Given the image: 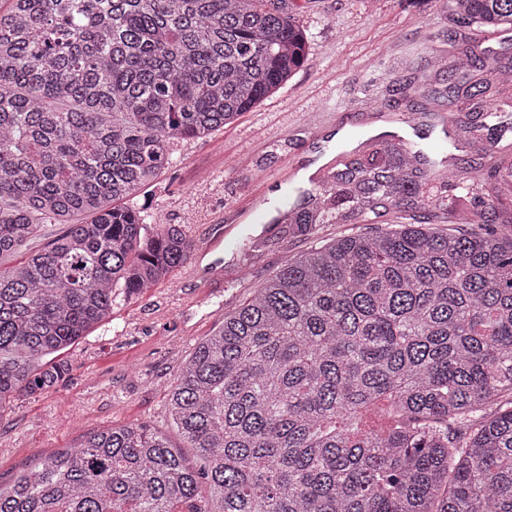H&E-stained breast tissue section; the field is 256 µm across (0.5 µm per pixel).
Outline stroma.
<instances>
[{
	"label": "stroma",
	"mask_w": 512,
	"mask_h": 512,
	"mask_svg": "<svg viewBox=\"0 0 512 512\" xmlns=\"http://www.w3.org/2000/svg\"><path fill=\"white\" fill-rule=\"evenodd\" d=\"M291 6L309 46L288 84L206 138L172 141L171 167L130 201L183 227L200 277L180 267L143 295L118 297L110 319L66 351L70 372L57 390L13 400L0 414L1 486L108 426L143 423L179 443L167 398L197 344L287 259L367 229L339 218L299 233L276 220L310 186L299 171L339 168L386 134L419 135L432 152L447 128L459 158L472 162L468 176L481 198L498 196L503 221L512 220V194L495 193L493 177L512 167V137L469 133L472 103L450 88L444 69L466 50L512 67V31L460 25L449 0ZM207 240L214 248L205 254Z\"/></svg>",
	"instance_id": "35a3bbf8"
}]
</instances>
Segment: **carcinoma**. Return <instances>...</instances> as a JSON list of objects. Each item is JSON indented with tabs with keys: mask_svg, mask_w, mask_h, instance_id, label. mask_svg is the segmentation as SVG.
Instances as JSON below:
<instances>
[{
	"mask_svg": "<svg viewBox=\"0 0 512 512\" xmlns=\"http://www.w3.org/2000/svg\"><path fill=\"white\" fill-rule=\"evenodd\" d=\"M0 10V413L58 388L61 355L184 265L193 242L118 201L285 86L309 38L290 0H9ZM467 25L512 29V0H453ZM481 66L468 53L453 76ZM467 86L477 130L512 132V99ZM437 179L413 142L333 173L288 210L301 233L370 222ZM428 206L482 230L415 219L288 259L198 343L169 392L188 460L145 424L107 427L0 486V512H512V229L475 184ZM388 401L394 425L363 420ZM65 224H43L39 235L24 243L19 249L0 256V267L8 269L26 259L32 252L43 250L57 235L61 234Z\"/></svg>",
	"mask_w": 512,
	"mask_h": 512,
	"instance_id": "cac0c4a2",
	"label": "carcinoma"
}]
</instances>
